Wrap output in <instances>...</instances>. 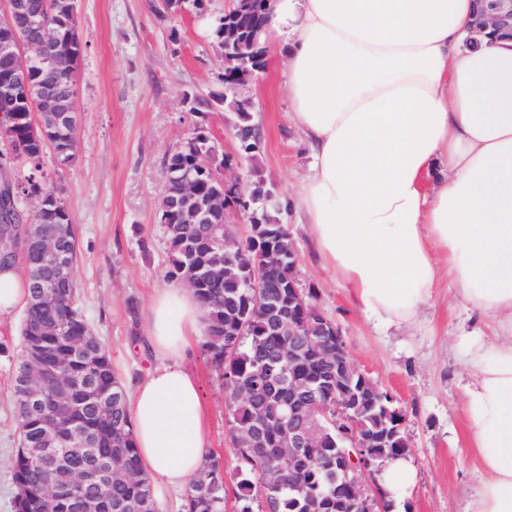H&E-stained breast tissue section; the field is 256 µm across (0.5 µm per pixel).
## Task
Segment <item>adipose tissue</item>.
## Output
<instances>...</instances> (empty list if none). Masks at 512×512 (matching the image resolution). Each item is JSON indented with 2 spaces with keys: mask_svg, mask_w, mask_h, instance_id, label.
Segmentation results:
<instances>
[{
  "mask_svg": "<svg viewBox=\"0 0 512 512\" xmlns=\"http://www.w3.org/2000/svg\"><path fill=\"white\" fill-rule=\"evenodd\" d=\"M476 0H274L290 118L310 159L295 205L352 304L414 328L439 286L459 333L467 446L482 482L466 512H512V38L466 46ZM206 330L190 289L153 296L160 364L129 398L150 479L188 487L212 455L205 394L185 366Z\"/></svg>",
  "mask_w": 512,
  "mask_h": 512,
  "instance_id": "adipose-tissue-1",
  "label": "adipose tissue"
}]
</instances>
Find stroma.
Instances as JSON below:
<instances>
[{"instance_id": "obj_1", "label": "stroma", "mask_w": 512, "mask_h": 512, "mask_svg": "<svg viewBox=\"0 0 512 512\" xmlns=\"http://www.w3.org/2000/svg\"><path fill=\"white\" fill-rule=\"evenodd\" d=\"M156 0H79L86 49L77 80L79 149L69 167L44 154V181L56 187L77 228L75 268L82 313L107 346L117 377L133 388L147 365L135 347L143 340L147 306L169 280L166 231L158 217L165 190L166 157L191 137L209 131L224 156L226 182L251 199L256 188L275 194L271 214L287 225L297 248L296 274L316 292L315 303L341 329L352 366L393 397L406 416V457L415 482L393 498L394 512H465L482 476L466 446L461 384L469 372L456 337L461 311L447 290L428 309L431 325L410 336L383 329L355 309L324 269L305 225L296 221L295 190L309 159L288 119V57L267 48V65L244 86L251 119L261 131L253 155L236 135L237 112L216 102L224 91V63L211 26L227 0H207L205 13H161ZM212 104L189 113L184 95ZM20 319L0 324V512H13L12 463L19 435L10 370L20 350ZM188 367L202 383L215 455L224 482L234 487L238 461L230 439L229 395L202 351Z\"/></svg>"}]
</instances>
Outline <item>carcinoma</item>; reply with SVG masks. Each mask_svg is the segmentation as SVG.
Wrapping results in <instances>:
<instances>
[{
  "instance_id": "1",
  "label": "carcinoma",
  "mask_w": 512,
  "mask_h": 512,
  "mask_svg": "<svg viewBox=\"0 0 512 512\" xmlns=\"http://www.w3.org/2000/svg\"><path fill=\"white\" fill-rule=\"evenodd\" d=\"M11 19L0 23V42L21 38L40 40L55 54L68 60L63 67L39 61L20 70L16 60L0 57V87L12 89L8 98L0 96V139L13 153L31 167L28 178L5 189L18 197L35 196L40 203L36 215L7 206L0 208V230L12 240L10 253L0 258V265L19 263L26 271L27 297L21 318L20 355H38L49 364L61 366L62 373L78 384L84 394L75 410L54 402L20 417L19 445L13 456L12 479L17 493L14 512H74L71 500L56 490L72 487L89 463L110 467L116 478L109 485L91 489L99 497L100 512H156L157 505L150 480L142 474L134 442V427L127 408V393L116 376L111 357L80 310L74 270L77 260V234L69 210L56 192L42 183V157L51 149L56 162L67 166L76 159L78 117H76L77 74L86 44L79 29L78 0H18ZM47 97L69 111L70 121L56 123L50 113H33ZM231 101L241 123L238 136L247 151L258 148L261 132L250 121V113L224 85L220 101ZM215 142L204 128L168 155L166 185L159 207V217L168 219L166 233L169 260L166 276L190 286L208 308L209 326L202 350L211 365L222 372L229 389L232 414L230 437L237 444L241 431L261 410H272L287 397L277 376H259V364L270 355L288 352V337L274 336L268 325L276 309L255 300L248 289L235 287V281L248 275L261 263L267 268L270 292L288 304V278L296 260L297 249L288 227L270 218L267 207L252 209L250 234L234 255V266L224 268V180L216 178L204 160L216 162ZM197 175L196 195L182 188L181 175ZM208 211V223L197 224V202ZM37 224L65 225L68 257L66 285L55 292L40 294L35 272L38 254L29 244L31 218ZM306 377L318 381L317 401L331 405L336 398V363L323 356H312L303 367ZM369 395L381 396L380 406L396 409L389 393L376 382L352 380ZM109 391L115 398L108 415L101 414L95 394ZM385 422L384 411L363 413L358 424L367 434H374ZM63 436L75 435L93 449L87 456L69 454L65 461L35 453L42 447L48 426ZM331 442L314 448L302 461L288 463V454L279 447L280 429L274 428L259 448H234L240 460L241 475L235 488L224 483V468L215 458L190 483L184 512H225L228 497L234 498V512H253L261 504L269 512H357L355 503L336 496V473L342 451L366 455L372 466L387 464L405 454V434L399 431L394 448L336 447V432L329 427Z\"/></svg>"
}]
</instances>
